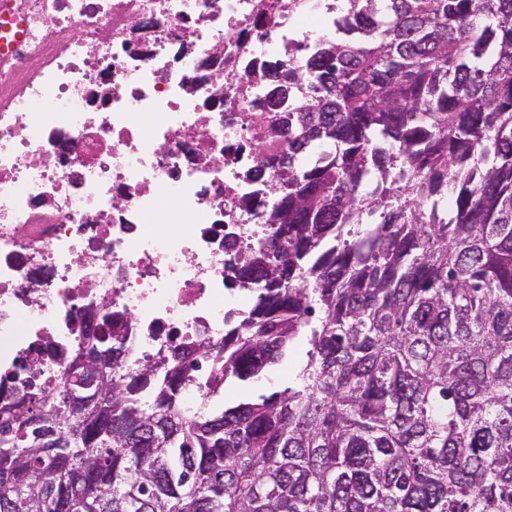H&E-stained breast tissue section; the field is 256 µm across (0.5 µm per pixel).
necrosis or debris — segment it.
I'll list each match as a JSON object with an SVG mask.
<instances>
[{
  "label": "necrosis or debris",
  "instance_id": "1",
  "mask_svg": "<svg viewBox=\"0 0 512 512\" xmlns=\"http://www.w3.org/2000/svg\"><path fill=\"white\" fill-rule=\"evenodd\" d=\"M0 375L74 307L129 316L131 357L224 334L250 292L230 265L262 229L284 108L268 66L300 69L335 0H0ZM184 228L148 233L161 206Z\"/></svg>",
  "mask_w": 512,
  "mask_h": 512
}]
</instances>
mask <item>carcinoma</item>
<instances>
[{
  "label": "carcinoma",
  "mask_w": 512,
  "mask_h": 512,
  "mask_svg": "<svg viewBox=\"0 0 512 512\" xmlns=\"http://www.w3.org/2000/svg\"><path fill=\"white\" fill-rule=\"evenodd\" d=\"M352 4L278 114L247 315L133 367L102 315L91 404L21 353L0 512H512V0ZM303 354L302 348H297L290 358L271 368L266 377L260 383L255 385L243 384L240 382H227L224 387V393L218 399V402L228 406L244 398L246 395L270 394L274 391L282 390L288 383V378L292 376L297 361Z\"/></svg>",
  "instance_id": "carcinoma-1"
}]
</instances>
